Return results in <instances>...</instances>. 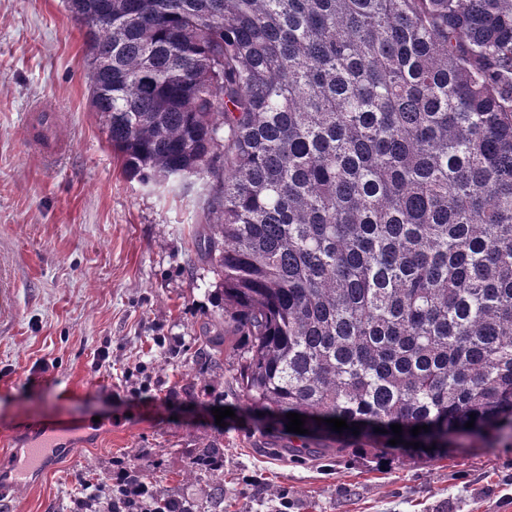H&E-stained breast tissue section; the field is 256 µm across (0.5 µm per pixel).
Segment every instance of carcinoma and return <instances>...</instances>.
<instances>
[{
	"instance_id": "cac0c4a2",
	"label": "carcinoma",
	"mask_w": 512,
	"mask_h": 512,
	"mask_svg": "<svg viewBox=\"0 0 512 512\" xmlns=\"http://www.w3.org/2000/svg\"><path fill=\"white\" fill-rule=\"evenodd\" d=\"M81 2L124 172L208 178L201 257L250 340L240 387L325 438L288 452L388 448L392 424L413 461L512 441V0ZM182 478L223 503L224 449Z\"/></svg>"
}]
</instances>
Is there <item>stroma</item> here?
<instances>
[{"instance_id":"1","label":"stroma","mask_w":512,"mask_h":512,"mask_svg":"<svg viewBox=\"0 0 512 512\" xmlns=\"http://www.w3.org/2000/svg\"><path fill=\"white\" fill-rule=\"evenodd\" d=\"M41 104L66 116L69 149L55 164L27 132ZM190 183L170 191L123 172L66 0H0V261L15 279L13 314L0 322V512H76L77 478L107 481L116 457L204 504L207 481L179 474L212 440L224 444V512H512L503 440L471 437L416 464L288 454L287 431L240 391L249 341L221 312L200 252L207 183ZM218 329L214 371L199 352ZM219 407L234 411L221 426ZM95 416L12 486L33 434Z\"/></svg>"}]
</instances>
